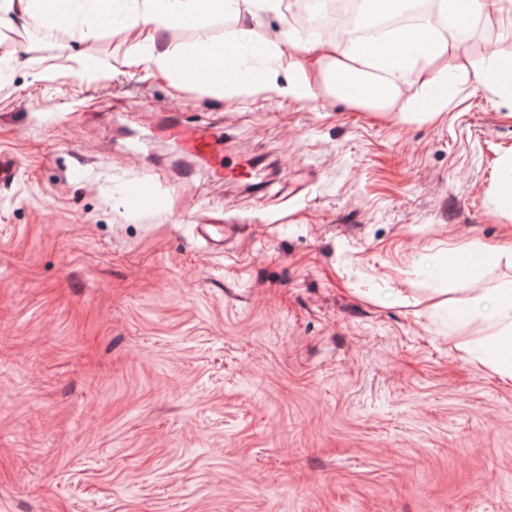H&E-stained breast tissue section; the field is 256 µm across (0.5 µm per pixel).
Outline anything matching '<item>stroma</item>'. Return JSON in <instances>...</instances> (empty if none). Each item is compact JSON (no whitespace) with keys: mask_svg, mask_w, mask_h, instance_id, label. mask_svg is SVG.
<instances>
[{"mask_svg":"<svg viewBox=\"0 0 512 512\" xmlns=\"http://www.w3.org/2000/svg\"><path fill=\"white\" fill-rule=\"evenodd\" d=\"M132 43L0 27V512H512V382L448 322L512 267L432 261L512 248V101L403 123L179 87ZM138 178L168 208L127 210ZM183 149L187 154L202 161L209 162L214 157L212 144L203 134L198 133L187 139ZM443 258L449 272L460 280H467L487 269L497 267L503 259L512 266V250H487L474 244L448 248Z\"/></svg>","mask_w":512,"mask_h":512,"instance_id":"stroma-1","label":"stroma"}]
</instances>
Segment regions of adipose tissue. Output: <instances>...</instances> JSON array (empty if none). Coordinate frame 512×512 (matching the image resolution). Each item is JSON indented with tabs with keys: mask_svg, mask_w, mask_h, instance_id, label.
Wrapping results in <instances>:
<instances>
[{
	"mask_svg": "<svg viewBox=\"0 0 512 512\" xmlns=\"http://www.w3.org/2000/svg\"><path fill=\"white\" fill-rule=\"evenodd\" d=\"M407 0H361L365 37L342 43L333 37L281 30L275 37L260 34L256 17L282 15L284 0H0V23L35 21L47 28L79 24L80 37H98L104 27L131 34L134 43L125 58L130 68L156 72L183 83L191 65H209L217 47H225L224 67L233 80L211 83V90L237 94L274 92L296 97L312 93L321 83L332 95L377 112L400 105L402 122L426 121L447 111L459 85L474 79L512 99V54L487 56L479 71L449 65L448 56L480 18L512 12V0H434L432 12L420 21L389 34L373 35L376 19L402 11ZM188 20L197 37L183 43L168 39L176 19ZM227 20L221 35L213 23ZM296 52L289 61L287 85L258 64L259 59ZM450 273L461 280L512 263V250H487L476 245L444 252ZM469 321H492L491 332L467 349L472 362L512 381V284L491 283L472 298Z\"/></svg>",
	"mask_w": 512,
	"mask_h": 512,
	"instance_id": "adipose-tissue-1",
	"label": "adipose tissue"
}]
</instances>
